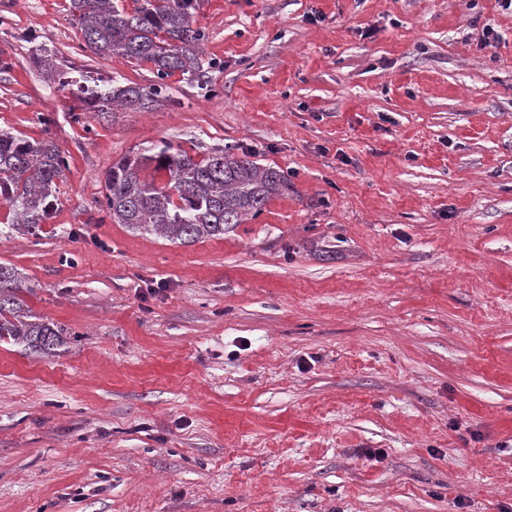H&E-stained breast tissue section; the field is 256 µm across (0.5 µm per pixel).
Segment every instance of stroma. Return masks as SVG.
I'll return each instance as SVG.
<instances>
[{"instance_id":"1","label":"stroma","mask_w":512,"mask_h":512,"mask_svg":"<svg viewBox=\"0 0 512 512\" xmlns=\"http://www.w3.org/2000/svg\"><path fill=\"white\" fill-rule=\"evenodd\" d=\"M196 25L203 78L102 118L36 50L152 65L82 50L69 0H0V129L70 163L39 235L0 239L67 331L0 342V512H512V7L200 0ZM164 141L294 190L186 246L112 223L107 171Z\"/></svg>"}]
</instances>
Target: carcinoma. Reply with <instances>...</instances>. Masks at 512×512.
<instances>
[{
  "instance_id": "carcinoma-1",
  "label": "carcinoma",
  "mask_w": 512,
  "mask_h": 512,
  "mask_svg": "<svg viewBox=\"0 0 512 512\" xmlns=\"http://www.w3.org/2000/svg\"><path fill=\"white\" fill-rule=\"evenodd\" d=\"M132 2L129 9L127 0H70L85 48L98 56L150 63L158 79L142 87L74 69L58 72L59 84L76 88L77 99L98 116L116 107L148 110L159 102L167 77L179 72L198 81L205 73V34L195 26L199 0ZM150 165L166 172L165 185L141 176ZM66 171L68 161L54 141L0 130V202L10 216V222L0 223V238L41 231L58 205ZM292 189L287 173L247 154L215 148L198 159L164 142L112 165L104 180L103 206L114 224L188 245L224 236ZM22 282L17 268L0 264V341L52 356L67 331L34 318L20 296Z\"/></svg>"
}]
</instances>
